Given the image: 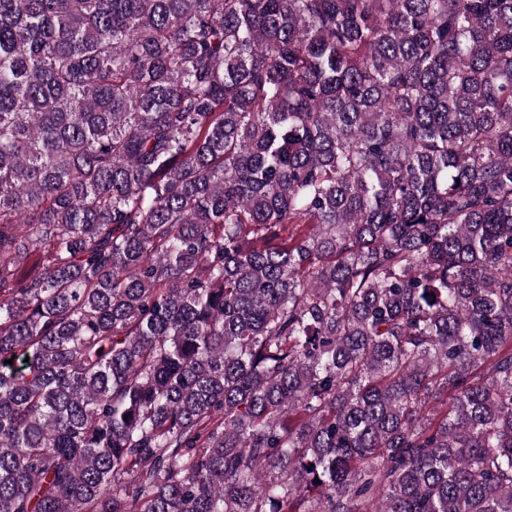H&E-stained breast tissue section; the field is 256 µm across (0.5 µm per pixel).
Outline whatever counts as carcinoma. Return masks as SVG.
Masks as SVG:
<instances>
[{"instance_id":"cac0c4a2","label":"carcinoma","mask_w":512,"mask_h":512,"mask_svg":"<svg viewBox=\"0 0 512 512\" xmlns=\"http://www.w3.org/2000/svg\"><path fill=\"white\" fill-rule=\"evenodd\" d=\"M0 512H512V0H0Z\"/></svg>"}]
</instances>
